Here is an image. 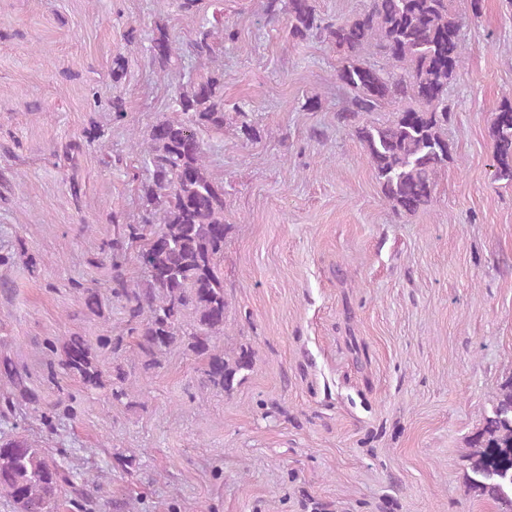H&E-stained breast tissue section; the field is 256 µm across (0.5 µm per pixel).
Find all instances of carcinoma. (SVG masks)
<instances>
[{"label": "carcinoma", "instance_id": "1", "mask_svg": "<svg viewBox=\"0 0 512 512\" xmlns=\"http://www.w3.org/2000/svg\"><path fill=\"white\" fill-rule=\"evenodd\" d=\"M455 0H370L368 10L351 20L326 22L315 0H267L266 14L288 15L292 38L318 36L342 55L337 78L354 92L339 118L355 122L382 101L410 106L385 124L363 123L355 132L363 145L386 201L398 212L412 214L428 206L442 169L453 160L445 127L453 112L448 88L462 68L466 47L460 35ZM232 40L235 32L200 25L180 42L164 26L149 37L152 68L166 74L182 60L213 53L217 35ZM371 51L394 68L387 72L360 60ZM202 128L224 129V73L215 72L181 89L172 116L152 126L143 150L150 181L143 187L146 213L128 224L122 239L142 242L139 253L147 272L145 287L129 288L115 271L114 294L125 300L128 331L136 336L146 369L176 347L207 360L204 382L226 393L253 370L248 348L226 352L217 345L224 336L228 302L218 257L224 253V187L206 160ZM493 178L512 185V100L499 105L490 126ZM193 321L184 328L185 318ZM60 368L90 389L105 387L92 347L73 339L63 347ZM0 370L14 392L0 409L10 412L19 401L39 412L38 396L11 361ZM131 383L121 368L112 378V399L129 396ZM466 456L474 487L498 512H512V381L502 386L493 414L474 438ZM67 480L62 462L25 438L0 439V495L14 512H55L60 483Z\"/></svg>", "mask_w": 512, "mask_h": 512}]
</instances>
